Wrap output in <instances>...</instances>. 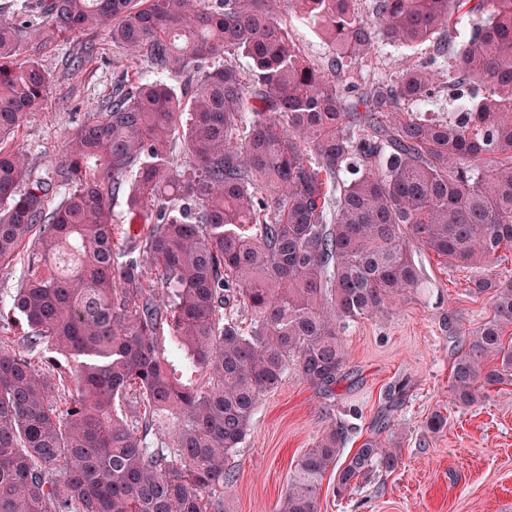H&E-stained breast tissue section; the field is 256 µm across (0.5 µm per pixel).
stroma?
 <instances>
[{
	"label": "stroma",
	"mask_w": 512,
	"mask_h": 512,
	"mask_svg": "<svg viewBox=\"0 0 512 512\" xmlns=\"http://www.w3.org/2000/svg\"><path fill=\"white\" fill-rule=\"evenodd\" d=\"M92 39L98 56L74 73L63 61L82 36L53 39L35 52L50 85L38 116L14 140L35 174H44L115 83L133 76L131 60L106 33ZM416 262L420 288L343 331L345 377L333 395L292 370L263 397L250 434L233 454L237 480L224 491V512H275L289 473L334 418L349 428L344 455L366 437L393 433L401 440L402 463L344 497L325 477L319 512H512V385L485 389L468 408L458 406L450 387L464 339L490 318L491 299L472 292L469 267L426 251ZM435 411L448 419L439 434L424 429Z\"/></svg>",
	"instance_id": "1"
}]
</instances>
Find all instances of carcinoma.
<instances>
[{"instance_id":"cac0c4a2","label":"carcinoma","mask_w":512,"mask_h":512,"mask_svg":"<svg viewBox=\"0 0 512 512\" xmlns=\"http://www.w3.org/2000/svg\"><path fill=\"white\" fill-rule=\"evenodd\" d=\"M287 2L331 42L324 63L277 0H13L0 17V266L32 239L9 302L26 329L0 349V512H224L233 452L288 369L333 393L342 329L419 287L417 251L479 268L512 248V0ZM460 16L478 18L467 34ZM89 32L149 74L112 87L36 177L12 146L49 84L28 49ZM383 42L432 53L353 82ZM444 75L465 109L409 113ZM121 196L146 224L123 251ZM473 285L492 314L455 360L461 407L512 384V286ZM345 440L322 430L277 512H318L330 471L342 495L399 466L373 437L342 461Z\"/></svg>"}]
</instances>
